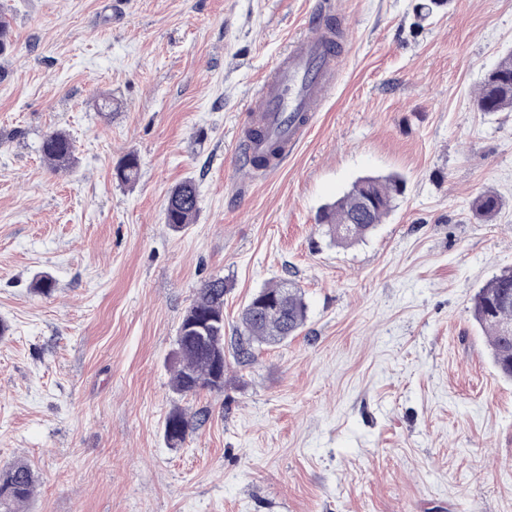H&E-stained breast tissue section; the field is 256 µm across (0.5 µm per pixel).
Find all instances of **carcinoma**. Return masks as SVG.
Listing matches in <instances>:
<instances>
[{
  "label": "carcinoma",
  "mask_w": 512,
  "mask_h": 512,
  "mask_svg": "<svg viewBox=\"0 0 512 512\" xmlns=\"http://www.w3.org/2000/svg\"><path fill=\"white\" fill-rule=\"evenodd\" d=\"M476 107L481 112L512 109V51L504 54L489 71L478 95ZM40 152L57 170H67L76 163L70 138L58 131L44 135ZM139 158L129 153L116 169L117 179L130 184L139 177ZM404 181L397 174L359 178L352 188L335 201L323 205L317 223L327 227L336 242L349 244L372 234L403 193ZM477 216L488 222L501 209V198L493 193L478 196L473 203ZM198 210V194L190 181L176 185L170 192L165 223L178 231L192 223ZM224 277L205 280L184 314L171 353L172 389L181 395H194L203 388L224 386V376L214 378L212 350L224 347ZM472 319L488 338L490 356L500 374L512 379V268L493 275L473 296L469 308ZM307 320V305L298 285L280 280L257 291L243 307L240 329L233 342V354L240 363L255 357L257 344H277L297 335ZM193 420L180 410L169 413L164 436L172 447L181 445ZM35 476L25 462H17L0 471V512H19L31 498Z\"/></svg>",
  "instance_id": "cac0c4a2"
}]
</instances>
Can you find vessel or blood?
Returning <instances> with one entry per match:
<instances>
[{"instance_id": "b4317fda", "label": "vessel or blood", "mask_w": 512, "mask_h": 512, "mask_svg": "<svg viewBox=\"0 0 512 512\" xmlns=\"http://www.w3.org/2000/svg\"><path fill=\"white\" fill-rule=\"evenodd\" d=\"M350 29L335 32L318 22L308 35L298 39L282 56L268 79L257 91L252 117L265 129L267 141L247 140L249 152L267 155L266 172L279 169L289 152L310 127L318 105L335 83L337 37H349ZM275 140L279 151L268 155L267 142Z\"/></svg>"}]
</instances>
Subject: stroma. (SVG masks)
<instances>
[{"label":"stroma","mask_w":512,"mask_h":512,"mask_svg":"<svg viewBox=\"0 0 512 512\" xmlns=\"http://www.w3.org/2000/svg\"><path fill=\"white\" fill-rule=\"evenodd\" d=\"M419 2L0 0V469L31 465L30 512H512V380L469 312L512 268V111L474 104L512 50V0H445L423 23ZM318 9L353 30L334 88L281 169L252 170L254 94ZM53 130L71 170L39 151ZM393 172L404 192L372 235L317 226ZM186 180L199 208L175 232ZM488 190L503 206L483 223ZM216 274L225 336L282 278L307 320L183 397L167 358ZM176 409L199 421L172 448ZM40 152L48 163L57 170H67L76 163L74 147L70 138L58 131L44 135ZM198 210V194L190 181L176 185L170 192L165 208V224L178 231L191 224Z\"/></svg>","instance_id":"stroma-1"}]
</instances>
